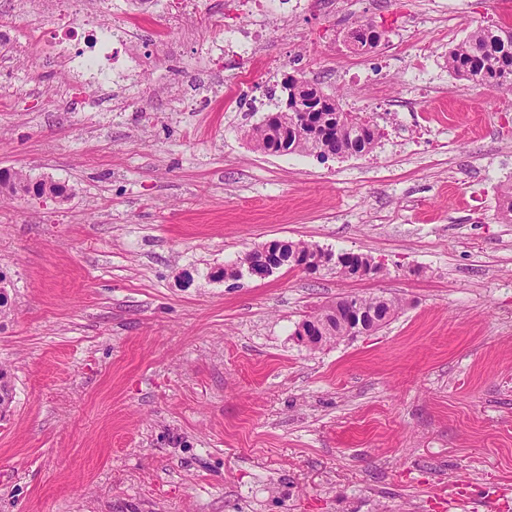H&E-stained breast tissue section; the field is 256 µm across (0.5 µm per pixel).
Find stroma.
I'll use <instances>...</instances> for the list:
<instances>
[{
  "label": "stroma",
  "mask_w": 512,
  "mask_h": 512,
  "mask_svg": "<svg viewBox=\"0 0 512 512\" xmlns=\"http://www.w3.org/2000/svg\"><path fill=\"white\" fill-rule=\"evenodd\" d=\"M172 3L113 11L139 64L113 71L109 102L78 77L77 108L33 36L69 25L60 0L0 10L29 46L25 84L0 66V172L62 189L0 197V512H512V94L444 65L512 0L269 17L196 0L191 40L166 26ZM362 21L385 33L365 54L342 42ZM228 26L261 31L260 57L196 52ZM297 73L383 128L372 153L252 149ZM272 239L383 271L223 277ZM347 295L403 307L369 335L295 342Z\"/></svg>",
  "instance_id": "35a3bbf8"
}]
</instances>
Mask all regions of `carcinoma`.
Listing matches in <instances>:
<instances>
[{
    "instance_id": "1",
    "label": "carcinoma",
    "mask_w": 512,
    "mask_h": 512,
    "mask_svg": "<svg viewBox=\"0 0 512 512\" xmlns=\"http://www.w3.org/2000/svg\"><path fill=\"white\" fill-rule=\"evenodd\" d=\"M384 34L377 33L371 28H365L354 34L355 52L363 53L376 48ZM448 71L459 79L472 81L480 86L512 93V27L502 25H480L473 29L466 39L448 50L445 57ZM292 89L290 96L298 95L314 100L313 106H318L320 99H330L332 95L324 92L317 84L304 76L288 82ZM317 118L327 117L326 132L320 139L311 136L310 130L301 122V117L293 110L283 111V105L277 106L274 112L276 126L285 130L288 142L284 149L289 153H307L322 160L326 156L344 157L368 154L383 137L382 130L376 124L364 125L360 122V113H348L341 108L336 112L315 111ZM34 191L37 195H58L60 188L52 183L40 181L30 184V178L23 171H16L12 178H0V194H10L19 191ZM363 310L372 314L380 324H386L392 315L402 308V303L396 298L383 296H356L354 299L342 298L325 306L332 312L337 311L341 317H330L335 335H342L344 325L340 318L348 315L350 308Z\"/></svg>"
}]
</instances>
